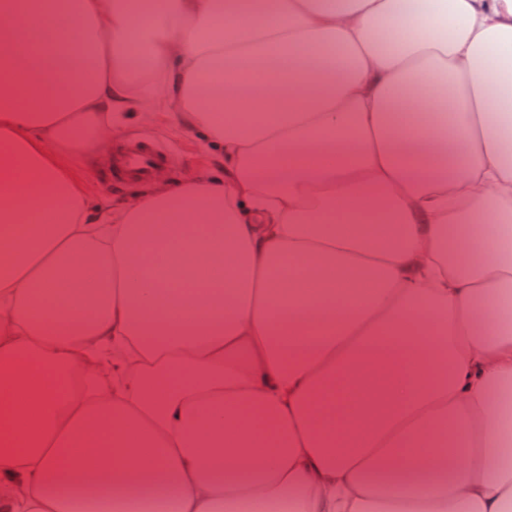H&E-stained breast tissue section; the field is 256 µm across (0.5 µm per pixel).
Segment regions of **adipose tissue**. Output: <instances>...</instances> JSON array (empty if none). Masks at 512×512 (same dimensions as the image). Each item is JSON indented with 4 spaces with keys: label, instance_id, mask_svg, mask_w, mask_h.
I'll return each instance as SVG.
<instances>
[{
    "label": "adipose tissue",
    "instance_id": "obj_1",
    "mask_svg": "<svg viewBox=\"0 0 512 512\" xmlns=\"http://www.w3.org/2000/svg\"><path fill=\"white\" fill-rule=\"evenodd\" d=\"M511 223L512 0H0V512H506ZM140 139L159 141L170 150L166 170L151 183L161 185L167 181L188 179L202 170L212 171L217 166V159L204 150L194 135L179 131L171 124L161 121L138 123L129 127L115 144L130 141L112 147V158L99 155L78 160L73 167L75 178L94 195L107 197L112 204L123 203L130 198L136 185L111 184L107 180L111 168L113 181H148L161 174L168 157L164 147Z\"/></svg>",
    "mask_w": 512,
    "mask_h": 512
}]
</instances>
